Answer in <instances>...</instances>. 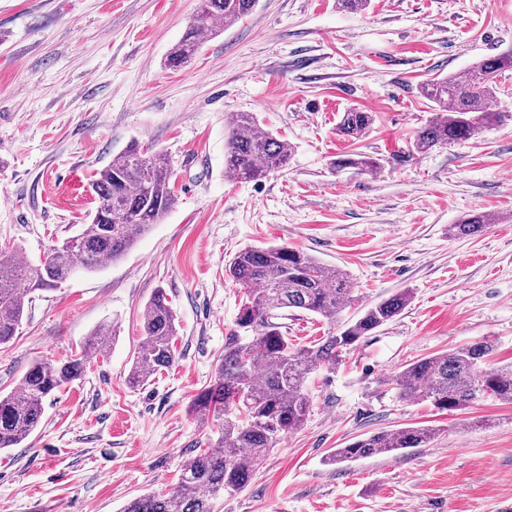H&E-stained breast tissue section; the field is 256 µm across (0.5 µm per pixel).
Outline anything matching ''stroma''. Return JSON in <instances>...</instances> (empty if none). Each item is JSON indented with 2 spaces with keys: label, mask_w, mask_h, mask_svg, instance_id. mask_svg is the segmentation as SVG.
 Here are the masks:
<instances>
[{
  "label": "stroma",
  "mask_w": 512,
  "mask_h": 512,
  "mask_svg": "<svg viewBox=\"0 0 512 512\" xmlns=\"http://www.w3.org/2000/svg\"><path fill=\"white\" fill-rule=\"evenodd\" d=\"M200 0H0V243L39 259L96 207L88 183L131 142L165 152L177 205L122 259L35 292L0 346V391L78 350L100 324L106 356L44 404L38 429L0 451V512H122L173 491L219 425L190 411L236 329L246 290L225 267L249 246L288 245L340 267L359 305L403 289L411 304L308 382L311 412L214 512H504L512 505V404L454 412L397 398L406 362L487 339L512 363V75L504 118L484 135L424 153L423 82L512 48V0H258L166 64ZM373 113L358 141L343 112ZM253 112L291 143L287 168L224 174V118ZM363 152L380 169L337 170ZM493 217L452 237L462 216ZM164 290L179 320L173 366L129 385L140 313ZM435 428L425 447L341 464L353 439ZM490 219L482 213L464 216L456 224H450L448 232L454 237L479 236L489 227Z\"/></svg>",
  "instance_id": "35a3bbf8"
}]
</instances>
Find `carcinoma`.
<instances>
[{"label": "carcinoma", "mask_w": 512, "mask_h": 512, "mask_svg": "<svg viewBox=\"0 0 512 512\" xmlns=\"http://www.w3.org/2000/svg\"><path fill=\"white\" fill-rule=\"evenodd\" d=\"M256 2L200 0L167 57L168 66L188 63L207 38L249 15ZM506 71L512 72V49L475 62L463 74L425 82L422 94L434 104L435 115L416 131L412 148L423 153L476 138L501 122L499 78ZM225 123L227 175L259 180L288 165L291 146L266 129L255 113L232 112ZM372 124L371 113L353 108L342 114L337 130L357 140ZM333 166L371 172L380 162L365 153H351L334 160ZM170 179L165 155L144 152L134 142L92 176L89 186L97 206L90 223L50 246L37 262L17 247L0 246V346L16 336L32 294L53 289L81 270L95 271L121 259L160 223L177 200ZM489 223L482 213L469 214L448 232L454 237L479 236ZM226 272L247 291L236 321L238 333L228 338L214 377L191 405L196 417L219 423L217 444L183 466L173 492L142 495L123 512H213V499L239 491L269 451L304 424L311 407L308 378L336 365L342 351L399 316L412 300L410 291L403 290L345 319L343 314L356 302L347 274L286 245L246 247ZM296 310L326 321L327 335L303 345L288 341L280 319ZM140 322L141 341L128 376L134 386L176 359L177 317L162 290L145 304ZM111 337V324L98 326L78 353L60 364H33L18 390L0 394V450L19 446L38 428L45 400L78 379L91 356L107 353ZM493 349L492 342L483 340L416 359L389 375L386 383L399 399L427 402L440 411L462 410L485 399L512 404V365H491ZM433 437L428 427L373 433L335 449L328 462L422 448Z\"/></svg>", "instance_id": "1"}]
</instances>
